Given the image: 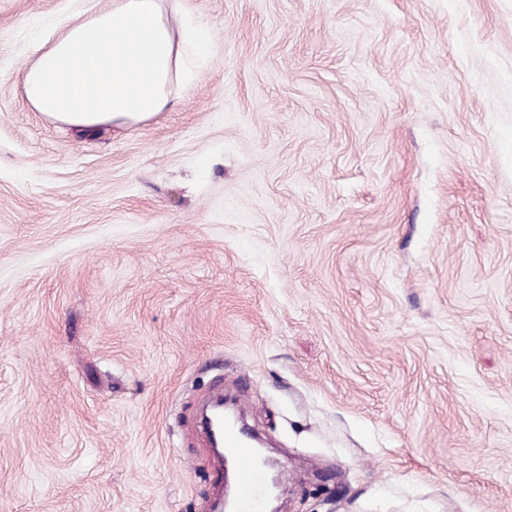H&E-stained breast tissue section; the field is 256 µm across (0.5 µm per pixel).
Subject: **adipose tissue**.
Wrapping results in <instances>:
<instances>
[{
    "label": "adipose tissue",
    "instance_id": "1",
    "mask_svg": "<svg viewBox=\"0 0 512 512\" xmlns=\"http://www.w3.org/2000/svg\"><path fill=\"white\" fill-rule=\"evenodd\" d=\"M213 44L208 24L174 27L165 0H112L40 44L21 75L24 97L84 132L144 122L165 111L174 85H190Z\"/></svg>",
    "mask_w": 512,
    "mask_h": 512
}]
</instances>
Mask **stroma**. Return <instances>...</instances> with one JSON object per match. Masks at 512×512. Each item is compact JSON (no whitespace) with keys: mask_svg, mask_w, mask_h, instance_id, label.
<instances>
[{"mask_svg":"<svg viewBox=\"0 0 512 512\" xmlns=\"http://www.w3.org/2000/svg\"><path fill=\"white\" fill-rule=\"evenodd\" d=\"M176 105L78 135L0 0V512H207L223 384L284 512H512V0H179Z\"/></svg>","mask_w":512,"mask_h":512,"instance_id":"1","label":"stroma"}]
</instances>
